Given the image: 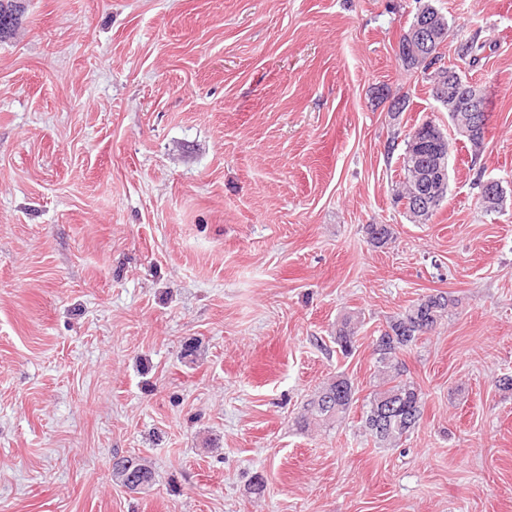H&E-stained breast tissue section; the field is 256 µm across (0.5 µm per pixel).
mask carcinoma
Segmentation results:
<instances>
[{"label": "carcinoma", "instance_id": "carcinoma-1", "mask_svg": "<svg viewBox=\"0 0 512 512\" xmlns=\"http://www.w3.org/2000/svg\"><path fill=\"white\" fill-rule=\"evenodd\" d=\"M18 11L12 0H0V34L10 30L18 23ZM430 21L440 24L436 40L413 50L407 47L410 31H405L399 41V58L402 64L423 73L428 79L430 93L434 100L448 106V117L454 130L460 129L465 112L459 110L451 96L440 97L439 85L448 84L447 74L451 67L434 66V62L444 59L441 49L446 44L451 26L447 17L431 4L418 10L412 25ZM486 43L474 36L457 47V55L475 64L479 62ZM416 146L412 137H407L403 155V178L398 182L394 193V202L405 205L410 219L418 222L429 220L436 208L422 211L413 208L412 192L416 179L427 180L435 168L434 153L424 157L414 155ZM454 300L446 293L426 295L397 315L388 323V329L375 340L373 352L376 355L378 384L369 393L365 404V428L380 444H394L419 425L422 418L421 391L412 380L404 378L406 369L398 359V354L416 342L419 337L428 334L441 324L448 315V309ZM359 316L350 314L340 322L336 329V345L341 353L348 355L355 349L356 329ZM355 389L351 381L338 376L325 383L306 404L304 421L310 423L340 422L350 411L354 403ZM112 474L127 490L140 492L154 481V471L149 463L136 457H116L112 462Z\"/></svg>", "mask_w": 512, "mask_h": 512}]
</instances>
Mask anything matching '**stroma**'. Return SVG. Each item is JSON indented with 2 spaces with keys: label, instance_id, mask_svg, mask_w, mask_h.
<instances>
[{
  "label": "stroma",
  "instance_id": "35a3bbf8",
  "mask_svg": "<svg viewBox=\"0 0 512 512\" xmlns=\"http://www.w3.org/2000/svg\"><path fill=\"white\" fill-rule=\"evenodd\" d=\"M19 3L0 36V512H512V0ZM427 3L490 117L415 224L393 197L407 135L453 133L398 58ZM476 34L472 66L454 49ZM488 178L497 213L476 204ZM438 291L456 306L401 354L422 420L379 446L373 341ZM339 375L349 415L304 426ZM117 456L153 484H116ZM359 323V316L350 314L343 317L336 329V344L342 354L348 355L355 349L356 329ZM112 474L123 487L136 493L149 486L155 477L149 463L139 457H115Z\"/></svg>",
  "mask_w": 512,
  "mask_h": 512
}]
</instances>
